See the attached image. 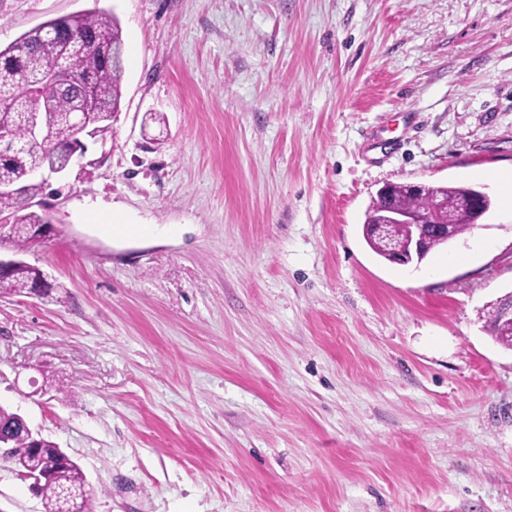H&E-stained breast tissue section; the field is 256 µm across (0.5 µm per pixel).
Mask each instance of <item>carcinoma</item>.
I'll list each match as a JSON object with an SVG mask.
<instances>
[{"mask_svg": "<svg viewBox=\"0 0 512 512\" xmlns=\"http://www.w3.org/2000/svg\"><path fill=\"white\" fill-rule=\"evenodd\" d=\"M124 53L118 20L104 9L50 19L0 48V118L9 131L4 149L10 154L0 160V183L20 188L18 195L0 194V218L17 225V250L28 246L32 228L50 223L46 213L32 210L44 183L32 178L30 170L38 165L67 164L73 115L82 114L99 136L112 132L113 114L122 97ZM54 62L63 68L75 66L79 78L61 84L48 80L46 72ZM42 102L51 107L42 113L47 149L34 143L28 123V113ZM435 198L448 204L445 212L456 236L471 229L491 208V199L471 185H436L427 195L394 186L388 195L370 202L365 223L389 207L426 210ZM42 278V270L22 261L9 273L0 274V295L30 292ZM487 327L498 343L512 349V323L503 320L494 307L487 314ZM0 433L9 437L18 468L49 471L39 492L46 512H65L69 507L75 512H93L84 473L61 448L44 438L33 444L20 415L2 406Z\"/></svg>", "mask_w": 512, "mask_h": 512, "instance_id": "obj_1", "label": "carcinoma"}]
</instances>
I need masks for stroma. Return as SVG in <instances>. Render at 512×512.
Returning <instances> with one entry per match:
<instances>
[{"label":"stroma","instance_id":"35a3bbf8","mask_svg":"<svg viewBox=\"0 0 512 512\" xmlns=\"http://www.w3.org/2000/svg\"><path fill=\"white\" fill-rule=\"evenodd\" d=\"M96 8L121 105L47 237L0 227L57 284L0 295V405L94 512H512V0H0V47ZM403 182L492 207L392 264L362 224ZM0 512H45L4 458ZM487 327L498 343L512 349V323L504 321L498 310L493 306L487 314Z\"/></svg>","mask_w":512,"mask_h":512}]
</instances>
